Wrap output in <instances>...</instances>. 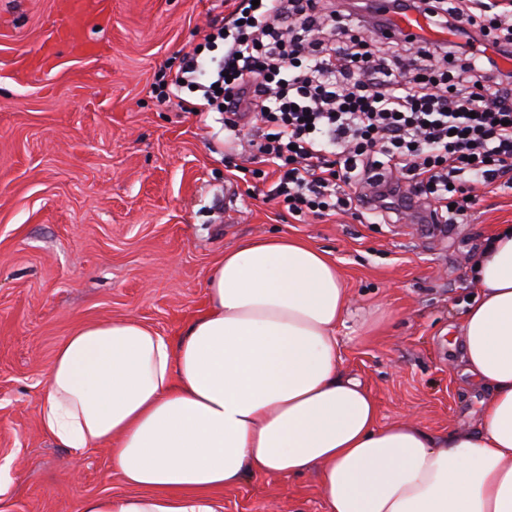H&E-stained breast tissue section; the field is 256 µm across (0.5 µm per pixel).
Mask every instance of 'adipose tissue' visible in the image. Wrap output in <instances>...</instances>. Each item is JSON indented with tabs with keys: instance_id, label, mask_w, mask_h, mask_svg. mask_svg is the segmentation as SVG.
<instances>
[{
	"instance_id": "ef3b65f1",
	"label": "adipose tissue",
	"mask_w": 512,
	"mask_h": 512,
	"mask_svg": "<svg viewBox=\"0 0 512 512\" xmlns=\"http://www.w3.org/2000/svg\"><path fill=\"white\" fill-rule=\"evenodd\" d=\"M473 274L460 336L487 395L476 429L445 434L380 423L343 369L344 279L296 237L226 251L178 343L134 319L79 328L48 368L41 425L74 453L107 447L133 489L81 512H221L248 479L308 472L328 512H512V224Z\"/></svg>"
}]
</instances>
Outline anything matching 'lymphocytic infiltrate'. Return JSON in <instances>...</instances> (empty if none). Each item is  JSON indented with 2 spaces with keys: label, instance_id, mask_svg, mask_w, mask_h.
<instances>
[{
  "label": "lymphocytic infiltrate",
  "instance_id": "1",
  "mask_svg": "<svg viewBox=\"0 0 512 512\" xmlns=\"http://www.w3.org/2000/svg\"><path fill=\"white\" fill-rule=\"evenodd\" d=\"M329 3L234 0L205 36L223 55L187 56L172 87L199 92L198 111L223 112L234 135L273 126L257 151L283 165L271 194L296 216L349 211L359 186L375 215L423 199L434 223H463L472 185L512 184V72L496 60L512 55V0H393L462 37L393 51L377 44L378 19L325 34Z\"/></svg>",
  "mask_w": 512,
  "mask_h": 512
}]
</instances>
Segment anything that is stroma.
<instances>
[{
    "label": "stroma",
    "mask_w": 512,
    "mask_h": 512,
    "mask_svg": "<svg viewBox=\"0 0 512 512\" xmlns=\"http://www.w3.org/2000/svg\"><path fill=\"white\" fill-rule=\"evenodd\" d=\"M72 0H0V512H79L127 493L106 449L75 457L42 428L39 405L60 344L89 323L134 318L172 341L207 305L206 282L244 240L288 235L339 268L350 311L343 368L387 424L412 415L434 433L478 418L484 389L464 372L458 325L478 290L472 262L512 224V188L475 189L463 224L305 220L267 192L278 175L225 143L197 96L155 88L202 44L230 0H112L89 14L80 51L54 33ZM55 43L52 69L15 78ZM224 512H327L314 474L254 479Z\"/></svg>",
    "instance_id": "stroma-1"
}]
</instances>
